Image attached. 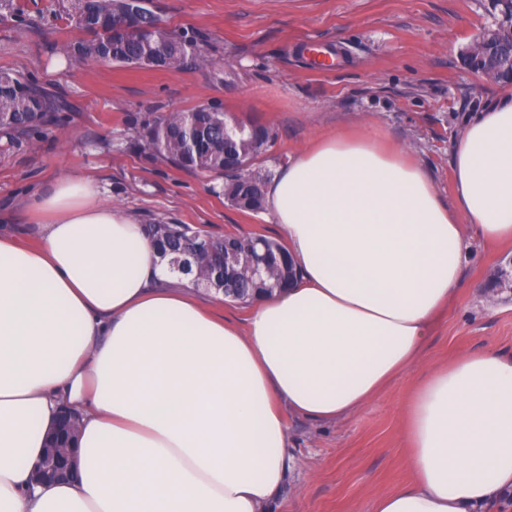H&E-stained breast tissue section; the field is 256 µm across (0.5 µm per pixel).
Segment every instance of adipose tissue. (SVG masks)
<instances>
[{
	"label": "adipose tissue",
	"mask_w": 512,
	"mask_h": 512,
	"mask_svg": "<svg viewBox=\"0 0 512 512\" xmlns=\"http://www.w3.org/2000/svg\"><path fill=\"white\" fill-rule=\"evenodd\" d=\"M453 204L373 131L324 137L265 186L300 271L240 330L172 276L135 216L71 175L0 229V512H262L287 415L333 423L420 364L462 282V230L512 244V94L453 151ZM79 477L31 480L61 409ZM409 484L374 512H491L512 496V353L432 369L405 408Z\"/></svg>",
	"instance_id": "1"
}]
</instances>
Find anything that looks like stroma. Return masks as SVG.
<instances>
[{"label": "stroma", "instance_id": "1", "mask_svg": "<svg viewBox=\"0 0 512 512\" xmlns=\"http://www.w3.org/2000/svg\"><path fill=\"white\" fill-rule=\"evenodd\" d=\"M65 3L0 0V70L25 74L67 104L32 141L0 140V208L27 241L37 227L26 197L73 173L97 181L105 201L147 223L276 238L267 212L232 206L211 174L131 150L134 126L207 105L273 129L275 141L256 162L268 176L322 137L367 128L424 166L449 203L465 118L508 90L460 61L491 22L486 0H150L164 25L206 53L207 65L180 71L68 61L60 47L82 33ZM312 46L337 56L331 71L312 64ZM473 349L512 350V246L491 247L469 232L462 284L421 368L344 421L289 416L294 466L265 512H372L378 495L409 480L401 463L404 408L421 369Z\"/></svg>", "mask_w": 512, "mask_h": 512}]
</instances>
